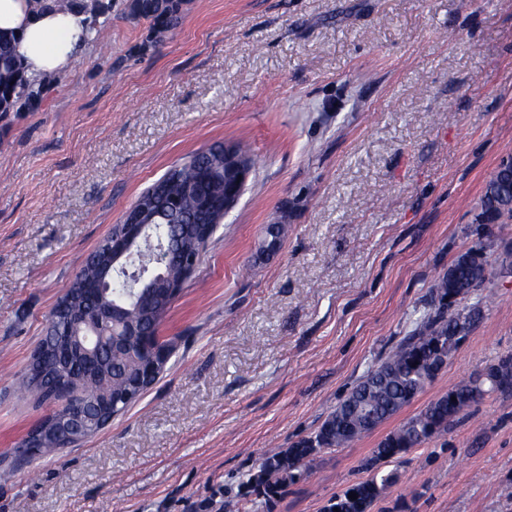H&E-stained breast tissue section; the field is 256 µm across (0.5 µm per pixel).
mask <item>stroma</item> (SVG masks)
I'll return each mask as SVG.
<instances>
[{"label": "stroma", "mask_w": 512, "mask_h": 512, "mask_svg": "<svg viewBox=\"0 0 512 512\" xmlns=\"http://www.w3.org/2000/svg\"><path fill=\"white\" fill-rule=\"evenodd\" d=\"M128 2L38 109L0 118V512H322L383 436L512 355V224H477L512 155V0H185L158 39ZM236 141L255 164L161 322L159 381L94 436L15 461L48 412L20 383L62 284L171 165ZM269 224L284 232L266 255ZM478 235L482 315L433 383L274 500L246 494ZM391 468L372 512H512V388Z\"/></svg>", "instance_id": "35a3bbf8"}]
</instances>
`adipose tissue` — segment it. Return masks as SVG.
I'll return each mask as SVG.
<instances>
[{"mask_svg": "<svg viewBox=\"0 0 512 512\" xmlns=\"http://www.w3.org/2000/svg\"><path fill=\"white\" fill-rule=\"evenodd\" d=\"M0 32L13 36L17 62L30 79L66 71L88 47L87 17L51 0H0Z\"/></svg>", "mask_w": 512, "mask_h": 512, "instance_id": "adipose-tissue-1", "label": "adipose tissue"}]
</instances>
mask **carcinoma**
<instances>
[{
    "mask_svg": "<svg viewBox=\"0 0 512 512\" xmlns=\"http://www.w3.org/2000/svg\"><path fill=\"white\" fill-rule=\"evenodd\" d=\"M181 2L130 0V10L149 21L153 32L160 34L177 24ZM64 9L90 14V29L94 30L109 22L112 4L105 5L101 0H66ZM46 83L45 79L30 81L21 74L11 41L0 36V113L37 108L42 102V90ZM208 163L209 159L196 152L192 158L171 166L175 173L167 180L166 190L154 200V230L175 243L163 275L144 284L138 297L130 300L124 294L123 285L112 279V274L104 276L96 260L86 261L75 278L64 285L62 298L73 297L66 314H52L49 317L58 329L74 333L78 329L77 321L83 314L114 306L122 309V318L144 327L149 325V310L158 318H163L175 299L168 292V280L180 276L183 260L199 263L205 248V243L189 234L190 225L211 223V213L198 207V199L202 196H212L218 200L223 198L222 170H217L208 182L201 180V171ZM507 203H512V171L496 168L485 182L478 224L491 223ZM485 249L486 244L479 237L453 260L448 271L431 290L430 312L391 354L350 389L312 438L320 441L326 449L348 447L400 413L435 380L443 368L444 357L450 356L455 350L452 345L442 351L435 347L436 339L450 340L456 335L458 322L453 299L458 296L467 299L477 294L491 275L487 257L484 256ZM99 280L108 285L103 294L74 296L75 290L83 283ZM111 336L112 324H103L96 343V356L102 373L68 380L77 394L75 398L60 394L53 386L60 368L49 345L37 355L43 376H24V386L35 403L52 407V411L31 430V433L43 436L40 454L58 451L56 441L45 437L44 432L56 415L69 410L73 401L99 405L114 400L139 381L142 382L141 389L149 387L150 382L141 381L142 364L147 354L141 352L135 342L132 343L131 355L114 352L110 346ZM486 385L492 389L512 387V355L498 359L480 375L449 387L448 391L382 437L365 464L367 478L330 499L322 512H369L395 480V474L384 471L383 467L445 432L453 418L482 397ZM353 398L360 400L375 414V423H370L360 409L345 411L346 403ZM308 442L309 439L304 438L288 448L270 450L258 471L246 481V487L254 495L269 499L278 493L283 481L299 479L311 454ZM351 494L357 495V498L350 499Z\"/></svg>",
    "mask_w": 512,
    "mask_h": 512,
    "instance_id": "obj_1",
    "label": "carcinoma"
}]
</instances>
